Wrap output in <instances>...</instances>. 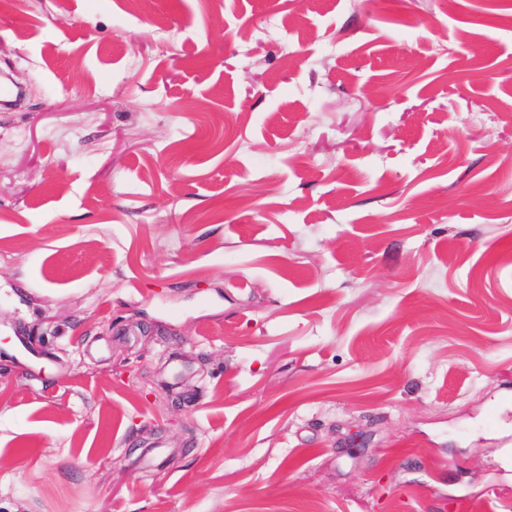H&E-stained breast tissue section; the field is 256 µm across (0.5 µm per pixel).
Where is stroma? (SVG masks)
<instances>
[{"instance_id": "35a3bbf8", "label": "stroma", "mask_w": 512, "mask_h": 512, "mask_svg": "<svg viewBox=\"0 0 512 512\" xmlns=\"http://www.w3.org/2000/svg\"><path fill=\"white\" fill-rule=\"evenodd\" d=\"M1 70L0 512H512V0H0Z\"/></svg>"}]
</instances>
